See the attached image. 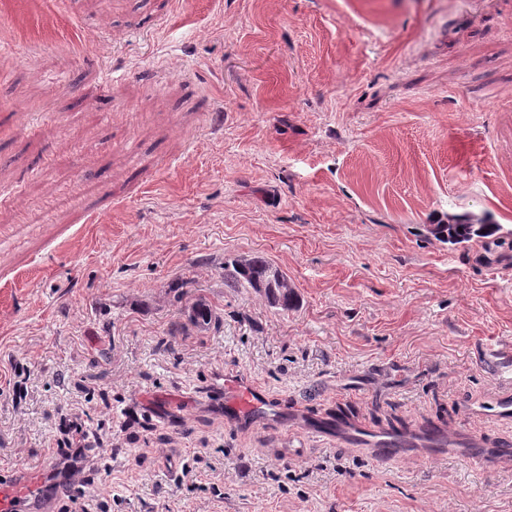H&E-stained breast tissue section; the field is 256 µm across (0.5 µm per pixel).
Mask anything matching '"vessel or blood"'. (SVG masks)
<instances>
[{
	"instance_id": "1",
	"label": "vessel or blood",
	"mask_w": 512,
	"mask_h": 512,
	"mask_svg": "<svg viewBox=\"0 0 512 512\" xmlns=\"http://www.w3.org/2000/svg\"><path fill=\"white\" fill-rule=\"evenodd\" d=\"M224 413L252 424L277 418L279 411L246 378L231 376L224 380ZM314 430L330 435L338 444L364 449L384 461L401 453L391 436L372 432L345 417L327 425H315ZM16 470L21 473V480H0V512H48L50 501L62 490L61 478L48 474L27 476L26 464L22 461L17 462Z\"/></svg>"
}]
</instances>
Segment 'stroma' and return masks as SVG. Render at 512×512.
Returning <instances> with one entry per match:
<instances>
[{
    "label": "stroma",
    "mask_w": 512,
    "mask_h": 512,
    "mask_svg": "<svg viewBox=\"0 0 512 512\" xmlns=\"http://www.w3.org/2000/svg\"><path fill=\"white\" fill-rule=\"evenodd\" d=\"M466 213L499 232L435 236ZM256 255L297 308L225 284ZM509 360L512 0H0L1 478L77 409L105 453L51 512H512ZM340 410L451 445L286 421ZM265 394L246 378L224 377V414L253 424L259 420L281 418ZM310 433H323L336 439V444L363 448L382 461H388L398 457L402 448H397L394 437L399 442L406 441V426L401 421L390 422L389 435L372 432L360 424L350 421L346 416L336 418L331 424L313 425L306 427Z\"/></svg>",
    "instance_id": "1"
}]
</instances>
